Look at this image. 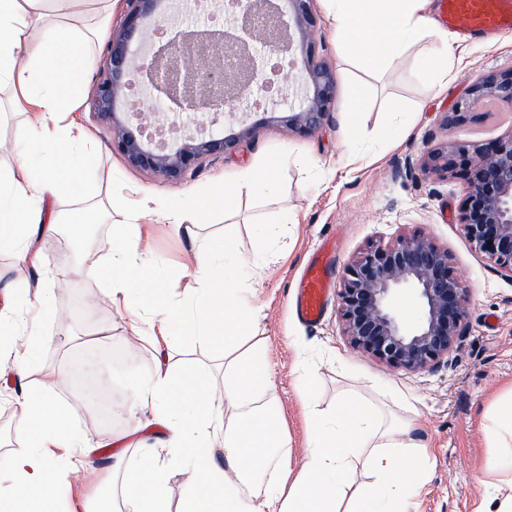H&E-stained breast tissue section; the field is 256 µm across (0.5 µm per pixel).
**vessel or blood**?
Returning a JSON list of instances; mask_svg holds the SVG:
<instances>
[{
  "label": "vessel or blood",
  "mask_w": 512,
  "mask_h": 512,
  "mask_svg": "<svg viewBox=\"0 0 512 512\" xmlns=\"http://www.w3.org/2000/svg\"><path fill=\"white\" fill-rule=\"evenodd\" d=\"M440 27L461 34L512 31V0H439ZM332 253H317L306 265L294 289L297 315L306 324H317L332 288L328 268Z\"/></svg>",
  "instance_id": "1"
}]
</instances>
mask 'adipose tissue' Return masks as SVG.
<instances>
[{
  "label": "adipose tissue",
  "mask_w": 512,
  "mask_h": 512,
  "mask_svg": "<svg viewBox=\"0 0 512 512\" xmlns=\"http://www.w3.org/2000/svg\"><path fill=\"white\" fill-rule=\"evenodd\" d=\"M78 0H0V85L12 88L17 106L43 145L37 162L0 170V248L29 240L33 228L55 222L45 205L76 189L80 201L95 198L86 160L77 158L87 137L65 121L79 105L78 83L93 66L95 46L104 36L112 0H94L95 22L74 9ZM336 20V37L351 58L373 66L396 62L427 68L447 82L455 60L451 50L425 55L415 45L431 32L429 0H326ZM383 38H373V31ZM279 159L268 158L241 171L220 190L190 197L160 198L156 211L194 243L197 270L193 285L178 304L158 302L165 335L223 347L224 389L199 388L198 369L167 366L153 372L132 395L164 433L142 445L135 462L122 472L124 512H172L167 464L191 454L197 481L181 512H411L424 484L428 460L415 424L387 419L373 400L339 397L335 405L308 410L305 463L296 475L276 474L264 493L249 490V480L272 468L274 451L287 441L273 428L277 417L274 366L264 340L254 333L258 313L251 306L242 264L228 249H199L201 216L233 212L243 190L269 189ZM140 255L132 232L112 249L120 274L112 298L127 310L136 306L141 285ZM17 429L28 449L0 464V505L23 504L24 512H106L98 502L59 507L51 489L59 478L50 446L70 448V467H78L85 438L70 425V412L52 388L26 389L18 403ZM224 437V456L216 458L213 439ZM493 449L485 472L499 477L495 512H512V397L501 400L486 430ZM273 469V468H272Z\"/></svg>",
  "instance_id": "ef3b65f1"
}]
</instances>
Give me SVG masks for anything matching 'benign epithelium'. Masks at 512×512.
<instances>
[{
  "instance_id": "7a95c632",
  "label": "benign epithelium",
  "mask_w": 512,
  "mask_h": 512,
  "mask_svg": "<svg viewBox=\"0 0 512 512\" xmlns=\"http://www.w3.org/2000/svg\"><path fill=\"white\" fill-rule=\"evenodd\" d=\"M126 0L124 19L112 34L98 74L92 108L112 130V149L133 168L179 182L207 158L221 157L251 138V109L263 107L288 132L310 136L336 110V77L315 52L321 23L314 0H196L224 14V28L185 30L186 0ZM233 50L224 63V50ZM141 90L163 94L175 109L171 121L155 113L117 112L130 76ZM512 112V68L488 70L446 113L460 125L486 107ZM239 124L232 138L213 128L224 117ZM427 173L461 176L467 198L461 226L469 242L512 279V127L489 142L435 148L421 159ZM341 317L350 343L394 368L436 366L465 329L469 290L450 271L448 251L425 235L379 245L346 267Z\"/></svg>"
}]
</instances>
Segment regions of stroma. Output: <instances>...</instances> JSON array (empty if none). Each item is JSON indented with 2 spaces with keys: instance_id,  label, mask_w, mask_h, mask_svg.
Listing matches in <instances>:
<instances>
[{
  "instance_id": "stroma-1",
  "label": "stroma",
  "mask_w": 512,
  "mask_h": 512,
  "mask_svg": "<svg viewBox=\"0 0 512 512\" xmlns=\"http://www.w3.org/2000/svg\"><path fill=\"white\" fill-rule=\"evenodd\" d=\"M315 8L323 17L315 40L319 56L329 62L337 86L356 80L363 84L367 106L356 133L344 136L337 99V113L316 134L299 137L263 112L252 113L253 138L236 152L209 158L189 171L178 183L129 167L112 150L111 131L95 118L91 100L95 77L81 85V106L73 118L96 147L91 169L102 187L97 206L73 210L67 200L53 205L67 222L52 234L36 233L39 282L29 285L17 276L23 264L18 250L0 249V295L13 293L15 307L23 312L29 329L50 337L30 363L12 357L0 370V424H13L16 405L25 387L53 383L54 372L71 367L89 344L102 341L122 348L131 331L126 314L112 302L110 292L113 238L128 223V215L140 211L136 237L145 261L146 276L163 271L165 285L147 288L140 295V312L150 318L155 301L181 299L193 269L187 239L154 211L161 195L183 196L211 190L233 180L238 172L263 158L282 154L286 160L277 174L276 189L265 196L242 194L237 212L212 216L202 234L216 244L230 241L242 258L254 262L256 306L261 318L256 335L265 340L275 369L278 398L276 429L288 437L277 455L298 472L304 463L307 432L303 392L295 368L306 359L314 377V401L327 407L340 395L384 397L398 415L407 407L417 413L416 435L428 445L430 476L415 499L414 512H490L494 489L480 482L483 465L491 453L485 436L496 404L512 396V279L498 273L486 255L476 251L463 234L459 214L465 199L461 179L423 174L419 156L448 142L489 141L512 127V115L484 116L449 128L444 112L464 94L481 73L512 67V32L490 37H452L462 67L442 90L431 87L432 77L422 68L392 66L364 68L343 62L336 41L335 23L323 0ZM11 93L0 91V166L20 159L16 142L25 116L12 111ZM409 110L410 126L393 146H386L383 129L389 109ZM283 227L294 241L288 256L269 267L257 266L264 249L258 231ZM427 235L447 249L454 274L470 290L466 328L434 368L407 371L393 368L354 348L344 333L340 296L331 293L320 323L309 326L295 314L292 295L296 281L315 249L328 238L339 251L332 270L333 285H340L346 266L370 245H386L402 237ZM92 238L90 255L94 275L78 270L72 244ZM74 272L78 286L64 292L53 287L52 275ZM220 345L183 338H158L142 345L136 360L124 369L111 370L113 386L122 397L113 405L112 424L102 427L82 396L70 387H57L61 404L74 412L75 426L86 434L91 447L78 470L64 475L55 485L59 502L74 498L94 500L104 487L120 489L114 473L115 459L137 457L136 446L160 435L150 419L141 418L131 395L157 367H208V385L218 389L223 375L216 371Z\"/></svg>"
}]
</instances>
